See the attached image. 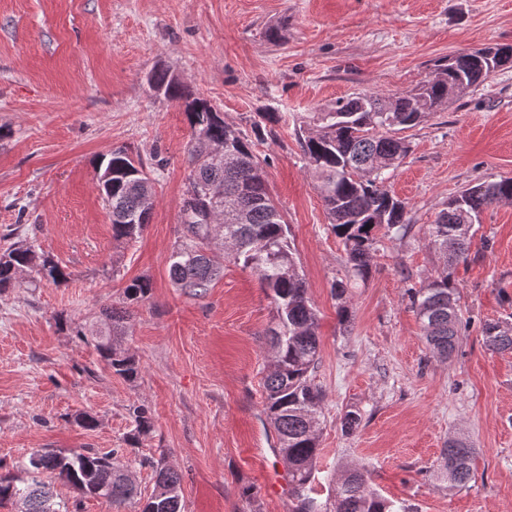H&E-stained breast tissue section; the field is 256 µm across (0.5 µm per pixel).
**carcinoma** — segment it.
<instances>
[{"instance_id":"obj_1","label":"carcinoma","mask_w":512,"mask_h":512,"mask_svg":"<svg viewBox=\"0 0 512 512\" xmlns=\"http://www.w3.org/2000/svg\"><path fill=\"white\" fill-rule=\"evenodd\" d=\"M506 68H512V44L457 52L437 60L432 77L405 94L386 99L372 92L358 93L314 113L312 122L300 129L303 155L317 180L331 230L346 254L345 279L331 289L343 328L352 320L349 285L370 278L378 233L404 237L412 227L405 203L385 185L409 151L402 132L419 126L448 100L464 96L491 73ZM150 81L168 98L185 102L192 131L188 149L192 170L181 208V232L169 258L172 282L189 295H205L224 271L210 255L211 247L220 243L224 259L250 269L274 302L272 324L264 331L273 350L272 367L263 382L264 413L277 434L278 453L288 465L291 512H409L405 505L376 491L368 473L358 468L349 470L336 486L333 507L316 497L315 464L324 417L323 394L313 379L320 355L319 316L288 239V224L270 195L252 141L225 122L224 114L206 100L186 101L187 88L168 71H154ZM99 186L109 205L112 237L121 241L140 235L156 201L153 181L142 161L124 150L112 152L99 173ZM497 201H512V178L472 185L450 199L428 234L429 245L442 254L444 266L420 287L408 288L426 342L443 360L455 351L462 330L453 273L468 257L472 225L467 219L478 218ZM24 273L55 284L70 279V273L37 245L20 239L0 254V292L21 287ZM150 288L146 278L133 280L124 291L126 302L143 300ZM101 315L96 329L86 332L78 327L75 335L91 339L111 372L128 381L137 379L138 363L121 344L129 316L110 306L103 307ZM483 336L489 350L512 351L511 322H487ZM130 416L133 429L127 441L136 443L151 434L154 422L143 405L131 407ZM361 421L360 411L350 409L341 428L350 435ZM474 453L462 440L448 441L443 451L448 491L468 485ZM147 464L154 473V488L143 501L126 468L114 464L110 454L88 451L63 456L34 451L25 464L30 479L0 476V505L24 498L28 512H59L50 485L43 481L44 474L57 472L73 486L85 485L91 497L116 504L141 501V512H183L181 475L162 459Z\"/></svg>"}]
</instances>
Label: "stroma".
Segmentation results:
<instances>
[{
    "label": "stroma",
    "instance_id": "1",
    "mask_svg": "<svg viewBox=\"0 0 512 512\" xmlns=\"http://www.w3.org/2000/svg\"><path fill=\"white\" fill-rule=\"evenodd\" d=\"M272 28L279 42L268 40ZM502 43L512 44V0H0V253L22 224L70 274L0 293V473L24 477L37 449L114 451L146 495L153 472L139 459L180 472L185 512H289L287 467L263 412L268 290L232 263L202 297L169 277L191 129L180 103L147 83L164 68L243 134L262 113L286 118L253 151L319 311L320 500L357 466L414 512H512V352L487 350L482 333L486 322H512V203L484 210L454 272L463 326L449 360L430 351L407 294L443 264L427 238L448 199L512 177V69L408 130L411 150L386 186L413 227L383 238L371 279L350 289L346 331L331 295L344 249L297 137L337 99L409 91L433 60ZM117 148L140 156L156 191L146 229L121 241L97 181ZM139 277L151 290L123 338L139 363L131 382L72 329L121 305ZM134 404L152 411L154 430L130 446ZM350 409L363 420L347 436L340 420ZM82 413L94 429L77 424ZM459 437L476 448L473 479L451 493L438 473ZM246 485L253 500L240 495ZM53 486L68 512L138 510L59 478Z\"/></svg>",
    "mask_w": 512,
    "mask_h": 512
}]
</instances>
